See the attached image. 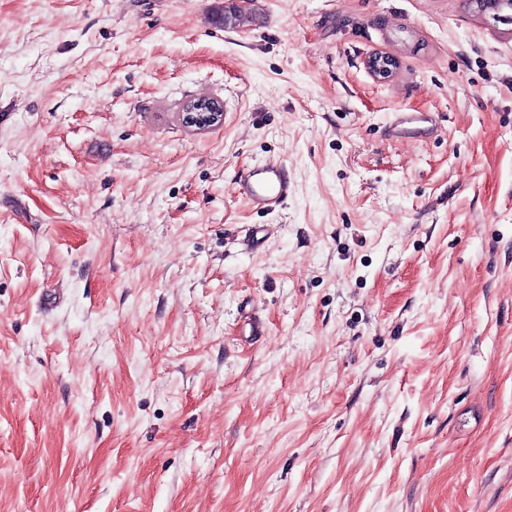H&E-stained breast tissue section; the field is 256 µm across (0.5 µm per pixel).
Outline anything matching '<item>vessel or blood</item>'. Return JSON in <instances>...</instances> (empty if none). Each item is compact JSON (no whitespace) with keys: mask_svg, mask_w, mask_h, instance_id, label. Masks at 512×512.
<instances>
[{"mask_svg":"<svg viewBox=\"0 0 512 512\" xmlns=\"http://www.w3.org/2000/svg\"><path fill=\"white\" fill-rule=\"evenodd\" d=\"M437 127L430 113L404 112L391 125L397 138L423 140L432 137ZM237 196L256 211H272L281 207L293 193L283 163L269 161L244 169L234 183Z\"/></svg>","mask_w":512,"mask_h":512,"instance_id":"b4317fda","label":"vessel or blood"}]
</instances>
